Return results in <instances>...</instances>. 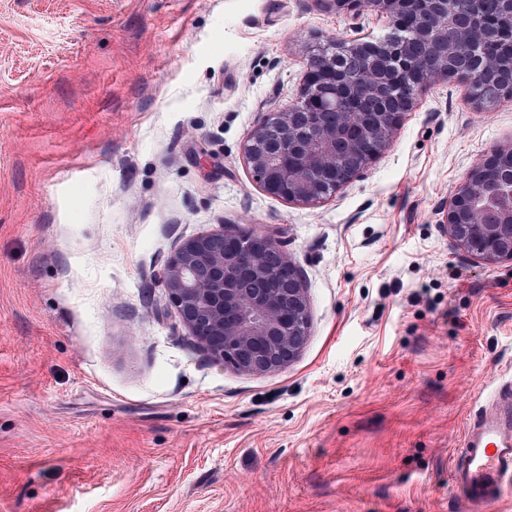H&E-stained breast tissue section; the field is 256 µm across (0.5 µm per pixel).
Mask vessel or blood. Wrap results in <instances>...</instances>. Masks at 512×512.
I'll return each mask as SVG.
<instances>
[{
    "label": "vessel or blood",
    "mask_w": 512,
    "mask_h": 512,
    "mask_svg": "<svg viewBox=\"0 0 512 512\" xmlns=\"http://www.w3.org/2000/svg\"><path fill=\"white\" fill-rule=\"evenodd\" d=\"M454 487L488 505L512 492V385L497 388L493 403L470 419L451 471Z\"/></svg>",
    "instance_id": "1"
}]
</instances>
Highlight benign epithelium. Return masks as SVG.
Instances as JSON below:
<instances>
[{
  "mask_svg": "<svg viewBox=\"0 0 512 512\" xmlns=\"http://www.w3.org/2000/svg\"><path fill=\"white\" fill-rule=\"evenodd\" d=\"M337 11H383L384 38L309 53L298 97L271 112L243 145L268 195L317 203L387 147L420 90L446 79L481 109L512 99V0H320ZM512 142L480 159L444 214L455 246L512 263ZM194 343L236 372L264 375L301 354L310 334L301 272L271 237L222 224L183 240L159 274Z\"/></svg>",
  "mask_w": 512,
  "mask_h": 512,
  "instance_id": "1",
  "label": "benign epithelium"
}]
</instances>
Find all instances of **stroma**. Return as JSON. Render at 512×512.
Segmentation results:
<instances>
[{
	"mask_svg": "<svg viewBox=\"0 0 512 512\" xmlns=\"http://www.w3.org/2000/svg\"><path fill=\"white\" fill-rule=\"evenodd\" d=\"M391 24L320 0H0V512H512L450 482L512 377V264L442 224L512 141V101L432 83L315 205L243 158L311 46ZM222 224L304 277L311 334L286 369L212 359L156 279Z\"/></svg>",
	"mask_w": 512,
	"mask_h": 512,
	"instance_id": "1",
	"label": "stroma"
}]
</instances>
